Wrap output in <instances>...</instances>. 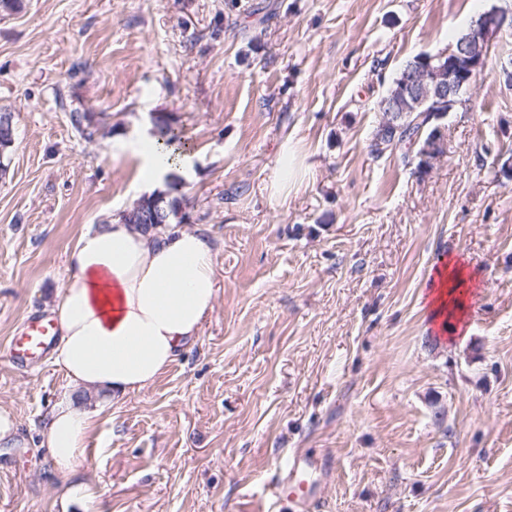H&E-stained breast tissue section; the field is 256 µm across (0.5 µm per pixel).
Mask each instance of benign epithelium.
<instances>
[{
    "instance_id": "1",
    "label": "benign epithelium",
    "mask_w": 512,
    "mask_h": 512,
    "mask_svg": "<svg viewBox=\"0 0 512 512\" xmlns=\"http://www.w3.org/2000/svg\"><path fill=\"white\" fill-rule=\"evenodd\" d=\"M512 19V9H492L481 14L457 44L429 59L428 66L410 69V77L403 85L406 103L419 104L423 95H428L442 107L464 93L484 68V56L471 52L474 46L488 47ZM134 208L144 212L149 224L164 221L162 198L145 195L134 203Z\"/></svg>"
}]
</instances>
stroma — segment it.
Masks as SVG:
<instances>
[{
	"mask_svg": "<svg viewBox=\"0 0 512 512\" xmlns=\"http://www.w3.org/2000/svg\"><path fill=\"white\" fill-rule=\"evenodd\" d=\"M512 0H21L0 8V351L50 313L66 251L142 196L113 136L164 115L191 141L171 178L216 245L197 340L107 405L72 473L35 427L51 360H0V512H302L273 500L292 452L314 512H512V32L441 122L442 152H370L401 65ZM106 113L86 138L69 111ZM293 164L287 204L264 186ZM477 275L466 325L425 308L439 257ZM84 484L85 502L70 488Z\"/></svg>",
	"mask_w": 512,
	"mask_h": 512,
	"instance_id": "stroma-1",
	"label": "stroma"
}]
</instances>
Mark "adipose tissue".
<instances>
[{"label":"adipose tissue","mask_w":512,"mask_h":512,"mask_svg":"<svg viewBox=\"0 0 512 512\" xmlns=\"http://www.w3.org/2000/svg\"><path fill=\"white\" fill-rule=\"evenodd\" d=\"M155 141L143 133L114 136L111 144L113 158L136 159L150 193L188 166L163 159ZM435 275L433 317L463 324L470 291L463 263L448 258ZM217 292L215 244L205 232L172 226L156 235L116 218L78 237L66 252L52 307L59 336L53 363L69 393L37 427L41 447L60 470L78 465L100 414L86 406L84 393L118 402L149 389L200 336Z\"/></svg>","instance_id":"obj_1"}]
</instances>
